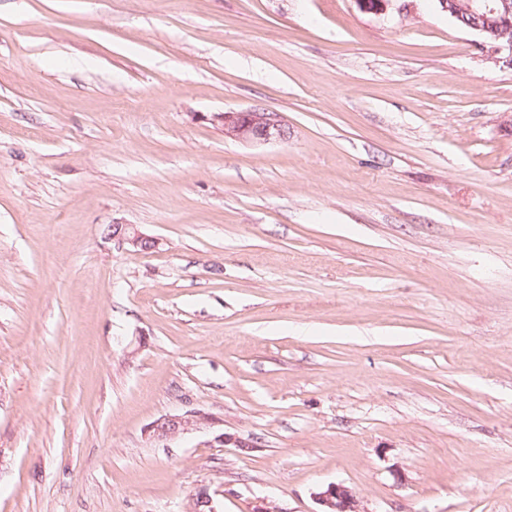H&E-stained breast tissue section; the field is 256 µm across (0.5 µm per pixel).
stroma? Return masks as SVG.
Returning a JSON list of instances; mask_svg holds the SVG:
<instances>
[{
	"instance_id": "35a3bbf8",
	"label": "stroma",
	"mask_w": 512,
	"mask_h": 512,
	"mask_svg": "<svg viewBox=\"0 0 512 512\" xmlns=\"http://www.w3.org/2000/svg\"><path fill=\"white\" fill-rule=\"evenodd\" d=\"M332 483L512 512V71L437 0H0V512ZM207 121L225 137L256 146L288 140L291 134L277 113L256 107L216 112L208 116ZM108 238L127 244L134 251H149L157 246L154 237L146 235L129 224H112ZM208 421L209 418L202 414L169 415L152 422L145 433L150 440L163 441L186 433L198 424Z\"/></svg>"
}]
</instances>
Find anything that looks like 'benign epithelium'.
I'll return each mask as SVG.
<instances>
[{"label":"benign epithelium","mask_w":512,"mask_h":512,"mask_svg":"<svg viewBox=\"0 0 512 512\" xmlns=\"http://www.w3.org/2000/svg\"><path fill=\"white\" fill-rule=\"evenodd\" d=\"M438 3L449 17L464 20L463 28L491 46L496 63L512 70V0H438ZM203 120L219 128L224 136L250 145L286 141L290 137L288 126L277 113L256 107L216 112ZM108 237L136 251H149L157 246L154 237L129 224L111 225ZM207 421L209 418L202 414L164 416L147 427L146 435L150 440L163 441ZM315 497L323 512H359L355 495L341 484H330ZM191 512H218L207 489L196 493Z\"/></svg>","instance_id":"1"}]
</instances>
